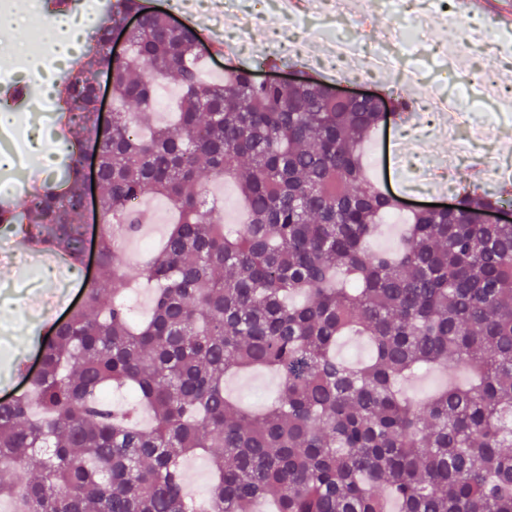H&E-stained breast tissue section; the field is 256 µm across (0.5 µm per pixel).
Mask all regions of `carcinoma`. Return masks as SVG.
<instances>
[{"label":"carcinoma","instance_id":"carcinoma-1","mask_svg":"<svg viewBox=\"0 0 512 512\" xmlns=\"http://www.w3.org/2000/svg\"><path fill=\"white\" fill-rule=\"evenodd\" d=\"M130 16L129 51L112 34ZM93 42L56 85L57 123L74 135L59 174L24 208L0 196V224L22 242L84 263L87 144L98 148L103 224L98 276L52 328L30 391L0 402V500L14 512H512V188L472 184L450 212H412L391 251L369 247L401 202L368 176L365 145L408 111L390 89L341 100L306 77L264 84L247 65L202 78L200 34L144 0H109ZM112 78L119 108L101 129L93 82ZM156 72L180 89L157 119ZM17 82L0 109L28 102ZM238 183L247 221L228 231L205 177ZM148 196L177 214L161 248L131 266ZM153 288L135 323L120 298ZM360 336L371 356L336 354ZM462 365L425 400L403 387ZM266 369L279 388L261 410L224 393L233 372ZM126 388L131 405L101 400ZM205 452L215 481L186 494L185 458Z\"/></svg>","mask_w":512,"mask_h":512}]
</instances>
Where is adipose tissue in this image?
<instances>
[{
	"mask_svg": "<svg viewBox=\"0 0 512 512\" xmlns=\"http://www.w3.org/2000/svg\"><path fill=\"white\" fill-rule=\"evenodd\" d=\"M90 22V16L76 13L45 21L42 34L51 47L50 54L28 55L24 58L25 71L34 83L38 84L44 101L52 99L51 76L55 64L78 52L84 31ZM19 133L24 136V147L16 152H0L1 174H10L26 161L41 165L48 163L55 152L54 137L35 128L26 127L25 117L20 113L0 111V137L11 139Z\"/></svg>",
	"mask_w": 512,
	"mask_h": 512,
	"instance_id": "ef3b65f1",
	"label": "adipose tissue"
}]
</instances>
